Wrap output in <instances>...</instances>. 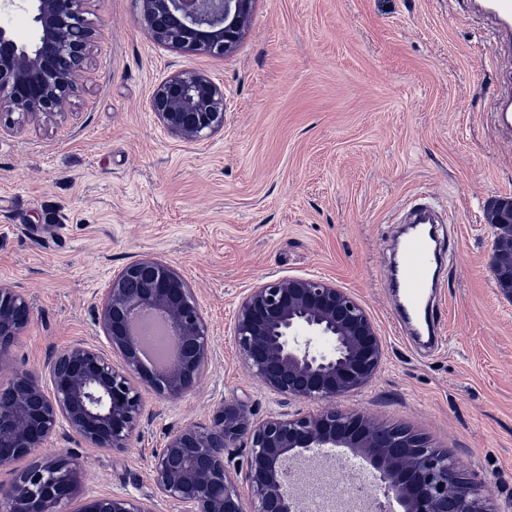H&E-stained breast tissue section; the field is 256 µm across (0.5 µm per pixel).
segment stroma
<instances>
[{
	"label": "stroma",
	"instance_id": "stroma-1",
	"mask_svg": "<svg viewBox=\"0 0 512 512\" xmlns=\"http://www.w3.org/2000/svg\"><path fill=\"white\" fill-rule=\"evenodd\" d=\"M139 0H91L98 39L65 116L0 114V283L30 305L5 369L43 367L74 344L107 349L98 323L113 277L145 257L175 267L212 334L192 390L146 393L125 449L60 425L42 452L83 464L86 497L132 495L179 512L153 483L170 434L224 399L256 419L313 403L269 392L240 357L235 310L260 283L318 276L350 292L385 345L382 365L338 407L447 451L491 512H512V297L494 275L489 212L512 202V30L474 0H254L236 46L217 55L158 43ZM177 71L224 90V126L168 133L149 98ZM443 220L434 349L396 319V218L418 198ZM308 475L363 486L370 512H403L376 466L312 448Z\"/></svg>",
	"mask_w": 512,
	"mask_h": 512
}]
</instances>
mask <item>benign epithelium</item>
I'll use <instances>...</instances> for the list:
<instances>
[{
  "mask_svg": "<svg viewBox=\"0 0 512 512\" xmlns=\"http://www.w3.org/2000/svg\"><path fill=\"white\" fill-rule=\"evenodd\" d=\"M36 35L23 43L0 26V112L52 118L66 113L96 39L85 17L90 0H24ZM252 0H141L139 22L161 44L224 54L247 24ZM150 107L174 136L193 142L224 127V91L205 75L176 72L151 93ZM494 275L512 291V205L493 215ZM29 308L0 284V361L25 325ZM162 314L180 353L163 374L142 366L132 322ZM99 320L110 351L74 345L39 369L0 379V512H67L83 495L86 471L71 454L41 456L59 422L97 448L126 447L151 391L178 399L209 360L211 335L187 281L171 265L139 259L112 279ZM234 338L252 373L273 393L333 402L366 386L384 358L381 336L363 306L319 277H282L251 289L239 303ZM247 454V495L230 462ZM308 448H351L378 467L404 512H490L448 453L407 430L390 432L362 414L334 406L275 414L256 422L248 405L224 400L207 424L190 423L168 437L152 460L156 490L180 512H298L288 495L291 460ZM251 509H246L245 502ZM81 512H151L141 498H90Z\"/></svg>",
  "mask_w": 512,
  "mask_h": 512,
  "instance_id": "benign-epithelium-1",
  "label": "benign epithelium"
}]
</instances>
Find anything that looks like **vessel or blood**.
<instances>
[{"label": "vessel or blood", "instance_id": "vessel-or-blood-1", "mask_svg": "<svg viewBox=\"0 0 512 512\" xmlns=\"http://www.w3.org/2000/svg\"><path fill=\"white\" fill-rule=\"evenodd\" d=\"M435 222V214L427 204L415 207L411 225L398 243L391 271L400 296L398 310L402 319L416 331L429 335L434 332L430 298L438 284Z\"/></svg>", "mask_w": 512, "mask_h": 512}]
</instances>
